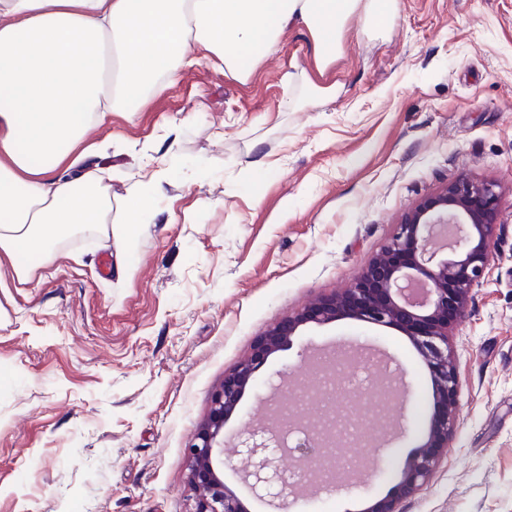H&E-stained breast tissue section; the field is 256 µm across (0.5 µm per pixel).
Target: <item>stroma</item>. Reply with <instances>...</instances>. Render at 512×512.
I'll use <instances>...</instances> for the list:
<instances>
[{
  "label": "stroma",
  "mask_w": 512,
  "mask_h": 512,
  "mask_svg": "<svg viewBox=\"0 0 512 512\" xmlns=\"http://www.w3.org/2000/svg\"><path fill=\"white\" fill-rule=\"evenodd\" d=\"M336 95L318 99L314 86ZM88 166L113 201L167 157L171 184L133 245L98 229L61 239L15 280L0 255V512H193L187 446L213 389L264 331L347 288L426 197L458 178L501 187L484 277L448 343L459 372L453 440L405 512H512V0H397L349 20L318 69L304 26L247 80L201 60L134 118L91 129ZM384 363L336 409H377L404 432L366 484L303 483L288 512H364L425 440L431 376L396 326L349 316L301 326L255 373L224 426L225 484L278 512L235 469L251 425L317 417L321 363ZM409 393L381 397L391 373Z\"/></svg>",
  "instance_id": "obj_1"
}]
</instances>
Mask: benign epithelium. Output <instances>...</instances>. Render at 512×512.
<instances>
[{
	"label": "benign epithelium",
	"mask_w": 512,
	"mask_h": 512,
	"mask_svg": "<svg viewBox=\"0 0 512 512\" xmlns=\"http://www.w3.org/2000/svg\"><path fill=\"white\" fill-rule=\"evenodd\" d=\"M501 187L494 181L460 178L425 199L342 293L320 298L258 337L252 353L212 393L210 408L187 446L188 483L195 493L193 512H246L224 483L218 455L224 447V422L234 412L255 372L287 345L299 327L323 325L350 315L378 326L401 327L427 365L437 411L422 442L392 494L366 512H402L433 474L453 439L459 375L448 347V331L467 308L474 285L488 265ZM451 257L438 258L441 251ZM287 450L298 460L324 458L327 444L310 430L285 448L255 426L238 450L241 478L259 497L285 499L297 486L279 483L280 456Z\"/></svg>",
	"instance_id": "7a95c632"
}]
</instances>
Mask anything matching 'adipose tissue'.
Listing matches in <instances>:
<instances>
[{
  "label": "adipose tissue",
  "mask_w": 512,
  "mask_h": 512,
  "mask_svg": "<svg viewBox=\"0 0 512 512\" xmlns=\"http://www.w3.org/2000/svg\"><path fill=\"white\" fill-rule=\"evenodd\" d=\"M395 0H0V252L28 278L61 237L102 225L112 206L95 170L68 162L89 129L135 114L177 73L210 57L248 79L287 27L305 26L318 67L336 58L345 23L383 20ZM121 204L126 244L166 195L169 168L140 173Z\"/></svg>",
  "instance_id": "obj_1"
}]
</instances>
